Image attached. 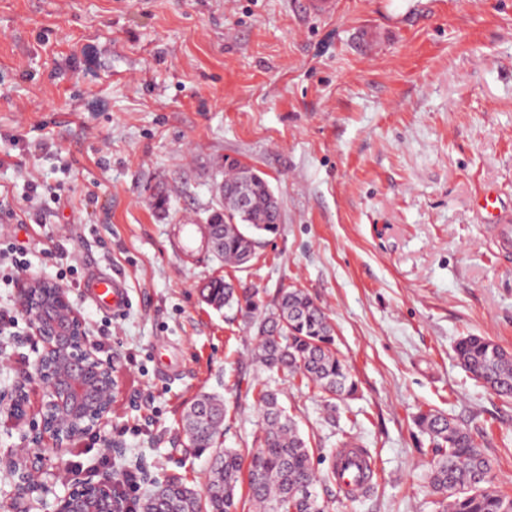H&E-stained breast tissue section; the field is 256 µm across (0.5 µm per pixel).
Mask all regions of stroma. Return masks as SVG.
Returning <instances> with one entry per match:
<instances>
[{"label":"stroma","instance_id":"35a3bbf8","mask_svg":"<svg viewBox=\"0 0 512 512\" xmlns=\"http://www.w3.org/2000/svg\"><path fill=\"white\" fill-rule=\"evenodd\" d=\"M51 142L30 154L13 136ZM0 230L31 275L55 280L49 251L76 253L69 298L120 390L98 434L51 454L58 478L37 512L74 483L209 478L207 456L180 445L181 418L202 393L223 398V445L262 437L247 388L270 381L315 450L318 471L347 442L374 459L372 489L316 491L330 512H435L430 448L412 417L432 409L466 428L512 495V398L457 362L459 337L512 351V242L476 210L495 188L512 222V0H0ZM262 172L282 209L279 233L229 268L183 219L217 208L225 158ZM64 201L27 198L29 181ZM167 203L158 206L156 197ZM25 211L6 221L5 207ZM96 270L124 278L130 302L100 311L82 286ZM305 289L334 326L358 383L338 424L316 392L271 378L252 357L254 329L208 305L215 277ZM0 277V390L35 357ZM122 453L101 461L103 444Z\"/></svg>","mask_w":512,"mask_h":512}]
</instances>
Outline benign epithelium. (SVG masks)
I'll list each match as a JSON object with an SVG mask.
<instances>
[{
  "instance_id": "obj_1",
  "label": "benign epithelium",
  "mask_w": 512,
  "mask_h": 512,
  "mask_svg": "<svg viewBox=\"0 0 512 512\" xmlns=\"http://www.w3.org/2000/svg\"><path fill=\"white\" fill-rule=\"evenodd\" d=\"M18 307L29 321L31 334L42 349L30 363V374L42 388L43 399L22 446L0 458L14 480L16 504L30 512L52 490V473L45 458L29 445L48 439L55 450L105 424L119 391L112 361L98 356V347L68 291L37 276H26L18 288ZM24 387L0 391V413L16 416ZM53 512H124L123 502L112 492V482L73 485L55 499Z\"/></svg>"
}]
</instances>
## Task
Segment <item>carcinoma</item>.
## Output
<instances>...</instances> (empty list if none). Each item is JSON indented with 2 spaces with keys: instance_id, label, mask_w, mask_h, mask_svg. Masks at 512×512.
I'll list each match as a JSON object with an SVG mask.
<instances>
[{
  "instance_id": "carcinoma-1",
  "label": "carcinoma",
  "mask_w": 512,
  "mask_h": 512,
  "mask_svg": "<svg viewBox=\"0 0 512 512\" xmlns=\"http://www.w3.org/2000/svg\"><path fill=\"white\" fill-rule=\"evenodd\" d=\"M246 176L252 186L253 207L242 211L229 195L213 213L224 225V246L213 255L236 267L248 263L281 224L268 209L273 190L263 174L237 158L224 160L226 191ZM206 291L236 308L256 330L255 358L262 369L281 374L293 387L315 390L329 419H335L339 402L356 394L357 383L336 348L329 317L304 289H280L270 309L260 289L244 284L236 288L224 278L210 281ZM454 353L459 364L487 388L512 397V352L483 336L468 335L456 342ZM250 390L262 419L260 446L246 454L219 446L224 402L209 394L199 395L183 414L180 445L193 454H209V482L196 489L172 474L155 484L141 502V512H154L157 491L165 485L175 489V494L164 503V512H238L237 488L244 474L248 500L259 512H328V505L318 499L316 486L323 479L336 480L335 470L318 475L313 449L280 403L277 390L266 382ZM414 423L435 449L429 483L441 496L435 502L438 512H512V496L493 487V462L468 431L432 409L419 411Z\"/></svg>"
}]
</instances>
